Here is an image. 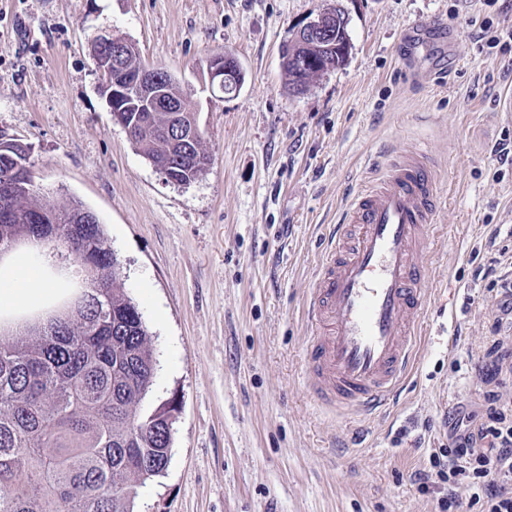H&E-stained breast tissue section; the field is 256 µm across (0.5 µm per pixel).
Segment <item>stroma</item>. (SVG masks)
<instances>
[{"instance_id":"obj_1","label":"stroma","mask_w":512,"mask_h":512,"mask_svg":"<svg viewBox=\"0 0 512 512\" xmlns=\"http://www.w3.org/2000/svg\"><path fill=\"white\" fill-rule=\"evenodd\" d=\"M350 16L348 63L289 94L280 49L305 18ZM446 20L459 64L436 47L407 60L406 27ZM512 0H0V135L31 148L40 191L94 212L123 266L157 360L148 406L174 401L163 476L136 512H438L419 490L449 413L512 399V324L475 279L493 227L512 229ZM118 34L192 100L212 165L167 181L114 123L90 58ZM234 56L239 93L211 94L209 58ZM419 145L442 200L426 245L429 322L389 411L323 410L305 376L301 311L323 227L391 155Z\"/></svg>"}]
</instances>
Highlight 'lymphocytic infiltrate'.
Instances as JSON below:
<instances>
[{"mask_svg":"<svg viewBox=\"0 0 512 512\" xmlns=\"http://www.w3.org/2000/svg\"><path fill=\"white\" fill-rule=\"evenodd\" d=\"M499 395L486 398L484 417L452 438L448 447L432 452L420 475L421 490L442 489L438 512H512V424L506 423ZM467 488L461 501L458 488Z\"/></svg>","mask_w":512,"mask_h":512,"instance_id":"obj_1","label":"lymphocytic infiltrate"}]
</instances>
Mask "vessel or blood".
<instances>
[{
	"label": "vessel or blood",
	"mask_w": 512,
	"mask_h": 512,
	"mask_svg": "<svg viewBox=\"0 0 512 512\" xmlns=\"http://www.w3.org/2000/svg\"><path fill=\"white\" fill-rule=\"evenodd\" d=\"M447 31L440 21L404 38L415 49ZM440 196L418 147L391 159L331 225L306 304L308 381L322 404L372 415L397 394L429 307L425 245Z\"/></svg>",
	"instance_id": "obj_1"
}]
</instances>
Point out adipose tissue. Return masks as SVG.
Here are the masks:
<instances>
[{"mask_svg":"<svg viewBox=\"0 0 512 512\" xmlns=\"http://www.w3.org/2000/svg\"><path fill=\"white\" fill-rule=\"evenodd\" d=\"M58 293V280L46 274L32 250L5 257L0 261V333L14 334Z\"/></svg>","mask_w":512,"mask_h":512,"instance_id":"obj_1","label":"adipose tissue"}]
</instances>
